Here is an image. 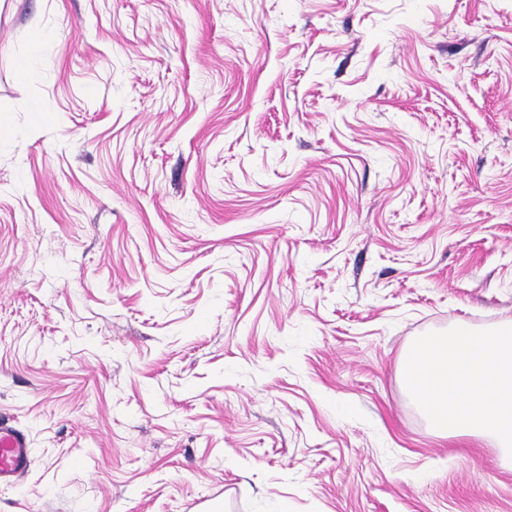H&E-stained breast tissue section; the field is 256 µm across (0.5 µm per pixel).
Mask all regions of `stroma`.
<instances>
[{
  "instance_id": "stroma-1",
  "label": "stroma",
  "mask_w": 512,
  "mask_h": 512,
  "mask_svg": "<svg viewBox=\"0 0 512 512\" xmlns=\"http://www.w3.org/2000/svg\"><path fill=\"white\" fill-rule=\"evenodd\" d=\"M512 323V0H0V512H512L419 336ZM25 437L15 428L0 423V484H10L29 466Z\"/></svg>"
}]
</instances>
